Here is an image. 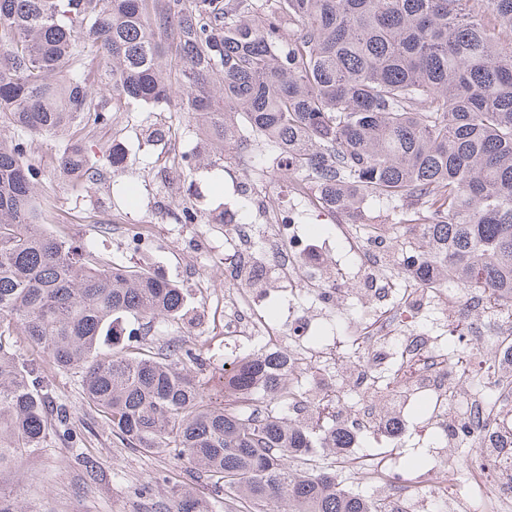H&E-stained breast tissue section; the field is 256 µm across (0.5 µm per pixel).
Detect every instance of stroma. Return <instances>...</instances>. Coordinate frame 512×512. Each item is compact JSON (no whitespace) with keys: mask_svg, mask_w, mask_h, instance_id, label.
Segmentation results:
<instances>
[{"mask_svg":"<svg viewBox=\"0 0 512 512\" xmlns=\"http://www.w3.org/2000/svg\"><path fill=\"white\" fill-rule=\"evenodd\" d=\"M162 124L173 128L168 148L153 137ZM86 146L102 162L109 151L125 154L126 168L117 178L103 163L99 180L87 186L60 176L54 163L57 141L37 144L30 159L45 174L37 191L45 228L76 247L92 248L113 262L141 266L181 284L189 307L186 320L156 325L145 344L157 353L191 336L196 362L179 360L175 366L189 368L214 400H223L222 368L236 352L224 337V297L231 285L225 276L226 227L220 216L231 210L237 222L261 227V214L245 183L265 175L263 201L285 212L295 201L294 179L279 178L273 159L258 169L234 153L185 171L174 162L175 153L201 156L206 146L194 118L184 112L121 113L119 121L94 130ZM184 204L196 212L194 223L178 221ZM301 222L311 238L328 243L329 255L318 268L327 273L343 252L336 241L335 216L309 203ZM18 350L21 357L40 360L51 396L46 444L0 470V493L24 512H149L151 505L170 503L174 491L182 488L211 499L210 484L190 480L186 462L162 450L143 454L113 435L105 419L84 401L79 374L57 371L26 341H19ZM408 413L413 429L399 446L407 471L416 476L431 466L427 443L416 433L427 411L414 401ZM83 453L96 459L95 477H88L79 462ZM140 484L151 486V498L135 497L133 488Z\"/></svg>","mask_w":512,"mask_h":512,"instance_id":"35a3bbf8","label":"stroma"}]
</instances>
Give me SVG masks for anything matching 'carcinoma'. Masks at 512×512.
<instances>
[{"label":"carcinoma","instance_id":"carcinoma-1","mask_svg":"<svg viewBox=\"0 0 512 512\" xmlns=\"http://www.w3.org/2000/svg\"><path fill=\"white\" fill-rule=\"evenodd\" d=\"M292 36L285 37V31ZM125 111L197 118L213 156L259 147L318 205L362 217L369 201L412 226L425 288L512 300V0H0V469L47 437L42 367L81 374L112 434L160 448L209 479L214 502L176 492L168 512H397L344 490L315 458L310 422L284 411L287 358L224 370L217 403L140 346L186 318L177 283L79 250L41 229L29 163L48 136L57 169L92 184L81 133L112 122L84 65ZM347 434L324 433L338 462Z\"/></svg>","mask_w":512,"mask_h":512}]
</instances>
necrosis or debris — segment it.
Here are the masks:
<instances>
[{
    "mask_svg": "<svg viewBox=\"0 0 512 512\" xmlns=\"http://www.w3.org/2000/svg\"><path fill=\"white\" fill-rule=\"evenodd\" d=\"M267 223L262 257L254 255L253 227L228 218V242L234 252V278L244 270L257 268L259 261L273 266L292 285L291 296L307 292L327 306L347 295L354 283L348 267L336 265L331 277H320L303 267V260L315 259L311 241L303 239L297 225L279 212H265ZM336 234L355 253L368 279L362 292L371 310L353 330L356 354L347 368L346 387L360 396L357 408L337 410L336 425L349 436V448H356L360 436L373 433L391 441L403 434L400 415L393 408L401 388L430 401V425L441 430L445 439L467 434L482 447L484 469L477 483L478 499L449 498L448 490L457 483L454 459L433 452V466L425 474L411 477L403 472L398 455L384 459L355 456L357 476L373 492L398 506L400 512H419L426 497L452 502L453 512H512V450L497 447L492 435L512 425V303L496 307L487 304L486 292L448 294L447 290L404 288L398 304H391L394 282L387 275L384 259L390 244L381 231L365 234L361 224L344 221ZM224 331L239 343H261L265 350L287 351L288 374L329 377L336 367V347L314 340L315 320L309 310L290 309L288 331H281L257 310L246 290L226 296ZM453 309L459 319L452 329L462 346L456 364L438 337L420 330L417 323L431 305ZM479 367L486 392L498 394L489 403L485 394L471 392L462 384L461 366Z\"/></svg>",
    "mask_w": 512,
    "mask_h": 512,
    "instance_id": "4bbe7bcc",
    "label": "necrosis or debris"
}]
</instances>
